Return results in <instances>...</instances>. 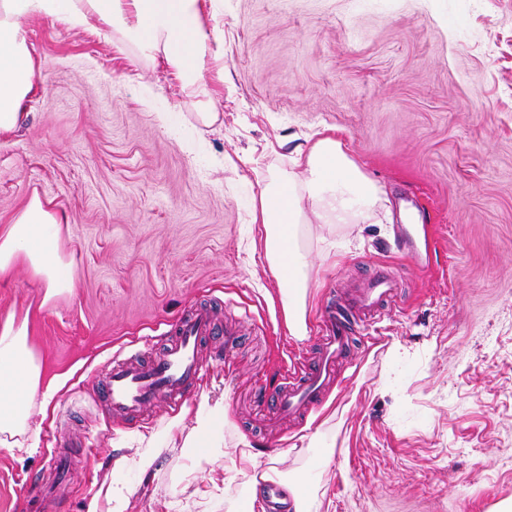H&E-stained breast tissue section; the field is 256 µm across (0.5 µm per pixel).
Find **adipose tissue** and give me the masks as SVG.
<instances>
[{
	"label": "adipose tissue",
	"mask_w": 512,
	"mask_h": 512,
	"mask_svg": "<svg viewBox=\"0 0 512 512\" xmlns=\"http://www.w3.org/2000/svg\"><path fill=\"white\" fill-rule=\"evenodd\" d=\"M34 18L59 19L73 28L100 22L121 41L162 54L185 89L207 94L203 70L207 58H219L211 46L200 0H0V137L15 133L21 109L34 94L35 61L26 46L24 24ZM301 174L290 175L264 190L254 206V218L265 232V256L281 285V304L288 332L307 334L308 257L296 243L294 230L315 215L322 224L354 220L379 223L386 199L381 188L350 158L341 140L325 136L302 158ZM61 226L40 199L0 234V282L24 265L41 281L45 300L72 292L73 270L58 250ZM60 388L59 379L43 380L42 369L29 345V321L7 314L0 319V447L33 453L39 432L30 419L35 409H47ZM223 401L202 398L195 425L186 436L189 448L212 447L223 427ZM245 480V512H265L260 492L268 473L258 454L241 451L233 461Z\"/></svg>",
	"instance_id": "adipose-tissue-1"
}]
</instances>
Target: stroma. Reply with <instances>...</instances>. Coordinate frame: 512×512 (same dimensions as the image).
Listing matches in <instances>:
<instances>
[{"label":"stroma","instance_id":"stroma-1","mask_svg":"<svg viewBox=\"0 0 512 512\" xmlns=\"http://www.w3.org/2000/svg\"><path fill=\"white\" fill-rule=\"evenodd\" d=\"M224 53L204 123L163 61L98 22L32 19L36 93L0 137V229L32 197L62 216L72 292L44 302L27 267L0 312L29 316L44 378L67 375L40 446L0 448V512H226L241 440L312 481L329 512H503L512 504V0H203ZM381 185L380 224H302L307 329L291 337L253 202L318 135ZM400 287L308 415L269 426L279 371L317 349L339 293L382 269ZM236 323L203 343L183 405L113 414L112 360L147 359L180 319ZM215 447L181 433L202 394ZM181 430L168 431L174 417ZM157 452L130 462L139 437ZM200 413L195 417V426L185 437L186 448H212L216 439V429L224 426V399L210 402L209 396H204L200 402Z\"/></svg>","mask_w":512,"mask_h":512}]
</instances>
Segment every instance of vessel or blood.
<instances>
[{
    "label": "vessel or blood",
    "mask_w": 512,
    "mask_h": 512,
    "mask_svg": "<svg viewBox=\"0 0 512 512\" xmlns=\"http://www.w3.org/2000/svg\"><path fill=\"white\" fill-rule=\"evenodd\" d=\"M395 288V279L380 273L369 282L348 289L343 309L323 313V335L314 358L284 371L274 402L278 415L299 417L320 405L324 392L336 380L338 361L351 347L354 321L370 322L384 303L393 300ZM213 330L210 315L199 311L180 323L175 345L158 356L141 364L114 362L107 385L112 407L135 413L159 397L174 400L181 396L203 376L200 347Z\"/></svg>",
    "instance_id": "vessel-or-blood-1"
}]
</instances>
